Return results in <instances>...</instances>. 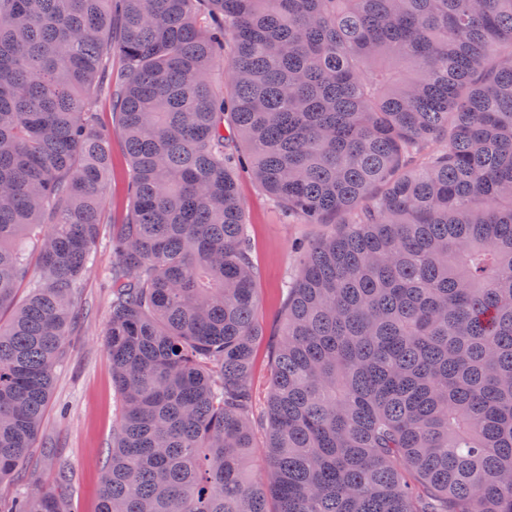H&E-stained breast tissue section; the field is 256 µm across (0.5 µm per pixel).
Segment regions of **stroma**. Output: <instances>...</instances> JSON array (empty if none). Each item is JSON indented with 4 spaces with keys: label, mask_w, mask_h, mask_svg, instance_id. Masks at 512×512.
<instances>
[{
    "label": "stroma",
    "mask_w": 512,
    "mask_h": 512,
    "mask_svg": "<svg viewBox=\"0 0 512 512\" xmlns=\"http://www.w3.org/2000/svg\"><path fill=\"white\" fill-rule=\"evenodd\" d=\"M129 158L120 139L112 141V167L103 215L104 228L120 223L128 205ZM246 220L250 226L256 269L257 320L263 335L256 347L252 391L256 410L269 396L272 351L283 323L287 299L284 281L295 276L301 257L295 243H312L326 231L320 224H292L272 207L250 179L238 180ZM98 258L89 269L83 289L82 311L70 329L67 358L58 369L41 433L28 449L19 483L0 484V496L17 490L30 493L64 490L67 512H96L105 461L117 430L118 397L112 386V360L103 336L109 305L108 280L112 251L108 241L98 245Z\"/></svg>",
    "instance_id": "stroma-1"
}]
</instances>
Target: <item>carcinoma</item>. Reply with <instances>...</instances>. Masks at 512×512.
Segmentation results:
<instances>
[{"instance_id": "obj_1", "label": "carcinoma", "mask_w": 512, "mask_h": 512, "mask_svg": "<svg viewBox=\"0 0 512 512\" xmlns=\"http://www.w3.org/2000/svg\"><path fill=\"white\" fill-rule=\"evenodd\" d=\"M116 133L97 512H512V0H0V483L51 398ZM241 169L330 228L286 285L262 416ZM130 173L131 165L124 146L121 140L114 135L112 138V167L106 185L107 204L103 215L105 234H108L113 224H120L128 205L127 183Z\"/></svg>"}]
</instances>
